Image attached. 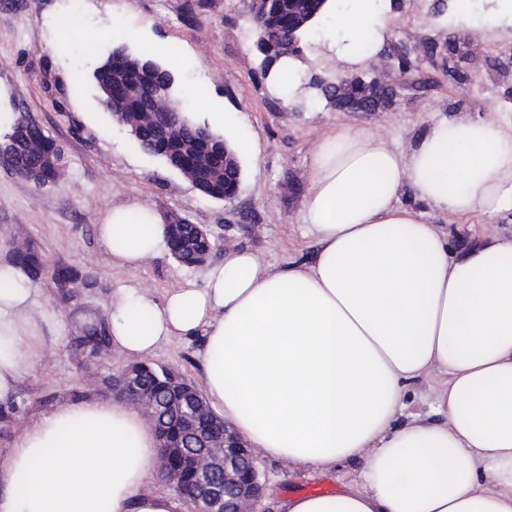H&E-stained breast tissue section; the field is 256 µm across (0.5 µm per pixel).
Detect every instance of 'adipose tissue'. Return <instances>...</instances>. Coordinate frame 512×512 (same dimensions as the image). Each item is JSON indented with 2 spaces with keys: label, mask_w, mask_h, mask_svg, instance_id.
<instances>
[{
  "label": "adipose tissue",
  "mask_w": 512,
  "mask_h": 512,
  "mask_svg": "<svg viewBox=\"0 0 512 512\" xmlns=\"http://www.w3.org/2000/svg\"><path fill=\"white\" fill-rule=\"evenodd\" d=\"M385 27V0H345L315 37L359 64ZM408 189L458 220L512 213V128L444 117L405 152L338 126L312 150L301 209L312 263L230 249L203 283L112 300L126 357L202 337L205 394L249 445L319 474L365 458L363 489L286 497L277 512H512V241L453 249L401 203ZM97 230L119 267L165 244L164 224L136 203ZM34 293L20 268L0 265V403L43 355ZM430 377L437 420H399L406 389ZM157 471L139 411L77 402L21 430L0 461V512H183L154 490Z\"/></svg>",
  "instance_id": "ef3b65f1"
}]
</instances>
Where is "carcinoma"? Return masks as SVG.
Returning a JSON list of instances; mask_svg holds the SVG:
<instances>
[{
  "label": "carcinoma",
  "instance_id": "obj_1",
  "mask_svg": "<svg viewBox=\"0 0 512 512\" xmlns=\"http://www.w3.org/2000/svg\"><path fill=\"white\" fill-rule=\"evenodd\" d=\"M255 20L254 48L260 59V73L267 77L273 66L283 57V46L278 36L288 30V26L305 15L322 14L323 0H280L276 11L266 12L262 8H252ZM131 58L139 64V69L133 74L136 84L143 87V98H124L123 108L130 114V126L135 128L131 133L133 144L142 151H151L153 155L168 160L169 153L179 149L186 138L194 139L199 145H204L212 137L219 138L221 134L210 129L208 124L190 120L191 130L187 133L176 132L165 140L153 138L152 126L141 115L140 109L145 101L153 102L155 110L160 111L166 105L165 95L169 94L178 101H183L178 85L165 90L167 79L172 72L161 63L131 53ZM4 137L14 141L13 153L0 160L8 164L22 176L32 172L40 184L47 186L54 183L60 175L56 169L43 164L44 158L59 152V147L44 130L35 125L15 120ZM204 194L216 200L224 199L235 188L234 173L224 172V159L214 160L205 175ZM166 246L171 256L186 266H199L215 248L211 235L198 229H193L190 222L180 218L167 225ZM9 263L20 267L32 281L44 276H51L58 288L64 289L75 275L73 269L65 266L50 264L42 254L30 246L11 251ZM74 349L82 354L98 356L106 353L111 345V335L106 324L89 326L72 339ZM123 372H130L142 380V395L151 400L162 415V426H153L158 445L161 448H185L188 444L187 424L179 414L172 401L181 393L188 390H198L181 374L172 369L152 363L131 365ZM169 466L179 471L180 485L189 489L198 481V469L195 458L188 454L169 460Z\"/></svg>",
  "mask_w": 512,
  "mask_h": 512
}]
</instances>
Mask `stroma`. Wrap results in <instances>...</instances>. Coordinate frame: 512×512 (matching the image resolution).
Listing matches in <instances>:
<instances>
[{
    "instance_id": "35a3bbf8",
    "label": "stroma",
    "mask_w": 512,
    "mask_h": 512,
    "mask_svg": "<svg viewBox=\"0 0 512 512\" xmlns=\"http://www.w3.org/2000/svg\"><path fill=\"white\" fill-rule=\"evenodd\" d=\"M249 0H0V113L35 121L59 145L64 167L58 180L38 188L0 163V264L9 250L33 245L54 264L90 277L95 285L75 298L61 295L51 278L36 281L34 314L42 359L20 379L10 405L0 407V458L19 432L39 418L79 401L112 399V373L129 365L119 354L91 358L70 342L89 325L108 321L120 288L147 286L156 296L185 281H203L208 265L226 249L246 248L264 261H309L312 236L301 221L311 152L341 124L366 127L409 149L440 115L489 117L512 126V19L491 31L456 21L452 0H394L377 55L354 74L380 75L396 85L391 106L380 112H341L322 98L283 100L259 71ZM157 44L155 57L174 70L181 85L202 88L194 118L224 134L238 153L242 179L234 199L220 201L197 190L159 157L132 144L113 122L91 84L76 87L109 40L131 30ZM468 47V60L449 68L453 47ZM408 51L409 71L397 56ZM305 81H335L342 71L322 42L304 41ZM137 203L162 220L183 217L210 230L217 247L208 265L186 267L168 250L136 267L113 266L97 226L112 206ZM425 219L447 233L453 248L485 233L512 239V214L477 216L459 223L423 207ZM201 337L163 343L150 360L202 384ZM266 494L258 512H275L278 499L330 486L342 494L361 489L363 459L342 462L329 475H314L254 449Z\"/></svg>"
}]
</instances>
